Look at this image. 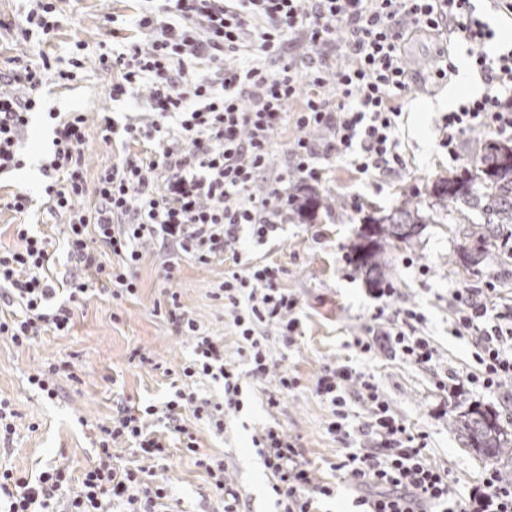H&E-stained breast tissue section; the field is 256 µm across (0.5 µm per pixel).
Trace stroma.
<instances>
[{
  "mask_svg": "<svg viewBox=\"0 0 512 512\" xmlns=\"http://www.w3.org/2000/svg\"><path fill=\"white\" fill-rule=\"evenodd\" d=\"M142 0H60L61 26L46 45L0 33V66L8 61L23 63L46 52L51 58L84 55V68L75 81L60 85L47 78L41 90L45 111L35 115L25 139L26 165L0 178V197L25 190L33 197V208L24 220L35 231L57 236L63 216L49 214L41 193L39 160L50 147L53 123L47 111L81 112L87 118L88 137L82 148L87 178L124 154L145 151V143L104 146L96 125L101 113L135 115L147 111L146 93L112 101L109 74L97 67V56L111 45V28L127 40H141L133 20L143 10ZM442 86L405 99L398 136L405 167L397 175L381 180L357 173L345 163L329 168L320 193L333 199L331 212H318L313 219L289 214L275 237L256 243L241 232L237 249L243 258L269 263L281 269V285L299 300V335L295 344L284 345L276 331H269L267 344L278 369L301 379L300 386L285 396L276 410H267L264 393L270 381H252L244 392V407L231 418L223 435L201 431L200 443L207 453L224 459L227 474L238 487L248 512H274L271 477L253 444L256 431L276 423L301 448L317 476H329L328 462L337 444L326 431L329 410L314 392L316 376L324 365L346 362L374 376L393 409L415 431L425 432L431 460L447 467L456 491H479L487 467L469 449L463 448L450 427L456 407L477 404L496 411L501 420L512 421V404L501 394L464 382L455 391L440 389L437 381L449 370L465 371L472 364L473 347L452 333L448 320V292L498 278L502 288L512 290V252L488 247L483 262L473 271L456 265L460 244L458 229L450 213L434 209L432 185L438 179L459 173L474 159L477 141H495L493 133H468L459 140V158L449 161L442 144V112L416 113L422 101L438 97ZM413 200L423 211L434 214L433 223L423 225L410 244L388 252L390 281L407 303L417 307L424 320L419 326L438 349V358L428 368L413 365L388 351L361 354L354 344L364 335L379 301L363 274L342 257L356 242L363 222L389 214L404 200ZM18 215L0 210V246L14 243L13 226ZM429 268L420 274L419 265ZM228 263L214 261L202 266L185 260L172 281H165L159 256L150 254L139 266L137 296L116 304L103 296L80 304L72 330L63 336L47 333L30 346L20 348L0 339V397L9 399L17 416L9 445L0 446V465L35 478L50 467L68 466L79 478L94 456V427L109 422L117 406H146L168 394L176 370L189 355L187 342L174 336L157 309L166 289L176 290L182 305L211 334L223 337L227 364L238 367L237 338L224 314L222 301L212 291L224 280ZM151 358L148 366L133 361V353ZM69 360L77 379H58V396L46 399L28 377L46 363ZM158 474L172 489V512H220L221 503L212 496L204 472L192 456L170 449L160 462Z\"/></svg>",
  "mask_w": 512,
  "mask_h": 512,
  "instance_id": "obj_1",
  "label": "stroma"
}]
</instances>
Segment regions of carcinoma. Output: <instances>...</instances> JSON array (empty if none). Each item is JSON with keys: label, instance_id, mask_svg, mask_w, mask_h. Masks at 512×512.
<instances>
[{"label": "carcinoma", "instance_id": "obj_1", "mask_svg": "<svg viewBox=\"0 0 512 512\" xmlns=\"http://www.w3.org/2000/svg\"><path fill=\"white\" fill-rule=\"evenodd\" d=\"M474 168L448 176L433 184L432 193L450 209L454 223L461 228L465 244L458 253L465 270L480 264L490 245L512 239V144L482 143L475 146ZM332 206L327 194H303L296 212L312 215ZM479 214L481 221H473ZM430 217L410 203L403 202L387 216L372 220L351 247V262L371 283L383 282L385 254L398 244H408ZM451 426L463 447L492 460L512 478V426L490 409L478 405L458 411Z\"/></svg>", "mask_w": 512, "mask_h": 512}]
</instances>
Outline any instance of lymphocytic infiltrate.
Listing matches in <instances>:
<instances>
[{"mask_svg": "<svg viewBox=\"0 0 512 512\" xmlns=\"http://www.w3.org/2000/svg\"><path fill=\"white\" fill-rule=\"evenodd\" d=\"M57 14V0H34L18 35L51 42L60 26ZM137 26L147 42L102 52L98 63L120 74L110 86L111 100L147 86L150 116L122 126L103 116L100 136L107 144L120 135L153 137L157 147L102 169L90 187L82 151L86 118L70 112L57 119L53 151L42 163L50 178L44 194L50 211L67 217L63 245L79 273L65 282L67 301L57 302L52 240L16 225L14 246L0 249V284L9 287L0 339L24 347L49 332L67 334L74 301L95 287L114 300L136 295L134 271L148 245L164 254L168 278L177 258L206 265L227 255L233 267L214 297L224 303L249 376L274 377L266 404L276 408L300 379L274 371L266 332L276 329L285 345L294 344L299 301L280 286L277 268L242 260L236 250L241 232L266 242L286 223L299 192L322 183L333 161L365 175L403 169L399 98L417 80L438 83L456 71L444 48L425 72L412 69L405 47L415 35L455 33L486 80L484 93L443 118L449 157L457 158L467 132L511 138L512 45L487 50L491 34L470 0H161L141 13ZM288 44L302 52L285 62L281 53ZM82 67L76 56L56 70L43 56L18 71L0 70V83L29 90L25 97L0 91V175L24 166L19 147L46 72L55 71L65 84ZM285 127L293 136L285 170L276 173L274 138ZM88 194L93 200L87 204ZM397 294L390 286L379 289L384 303L355 344L364 354L388 349L431 366L437 350L416 333L423 316L415 307L394 306ZM165 317L174 335L192 342L173 394L142 411L120 407L109 424L98 425L96 456L81 478H72L64 465L34 480L0 469V512H169V483L154 466L175 443L194 456L224 512H244L223 459L202 452L196 432L201 426L223 433L226 416L240 408V376L224 361L223 337L204 330L177 292L167 294ZM448 318L454 335L474 348L477 368L468 381L492 391L512 385V299L504 298L498 282L450 291ZM203 378L222 384L221 400L197 394ZM316 393L329 404L327 433L342 444L329 464L332 480L314 478L280 426L266 428L257 441L279 512H320L340 483L354 492L358 512H471L447 469L430 463L426 434L407 428L372 377L346 363L330 364L317 378ZM355 401L365 410L359 421L351 413ZM156 422L161 430H153ZM122 444L136 465L114 464L113 451Z\"/></svg>", "mask_w": 512, "mask_h": 512, "instance_id": "f902f5d3", "label": "lymphocytic infiltrate"}]
</instances>
